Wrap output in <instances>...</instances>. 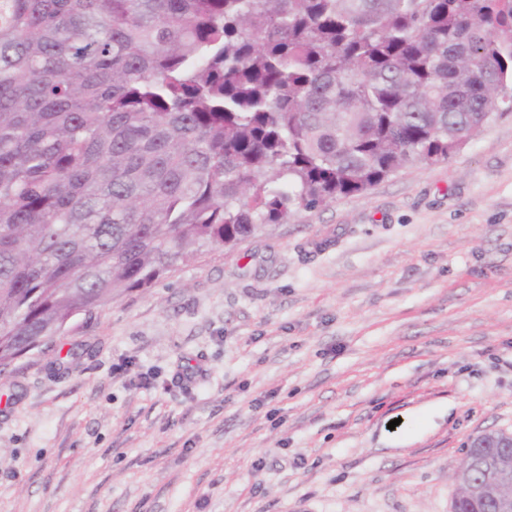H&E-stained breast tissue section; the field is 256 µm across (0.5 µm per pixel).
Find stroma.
<instances>
[{"mask_svg": "<svg viewBox=\"0 0 512 512\" xmlns=\"http://www.w3.org/2000/svg\"><path fill=\"white\" fill-rule=\"evenodd\" d=\"M512 431V113L205 251L0 386V512H451Z\"/></svg>", "mask_w": 512, "mask_h": 512, "instance_id": "obj_1", "label": "stroma"}]
</instances>
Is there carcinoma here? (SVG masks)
<instances>
[{"mask_svg": "<svg viewBox=\"0 0 512 512\" xmlns=\"http://www.w3.org/2000/svg\"><path fill=\"white\" fill-rule=\"evenodd\" d=\"M505 111L512 0H0V381L74 315Z\"/></svg>", "mask_w": 512, "mask_h": 512, "instance_id": "carcinoma-1", "label": "carcinoma"}]
</instances>
